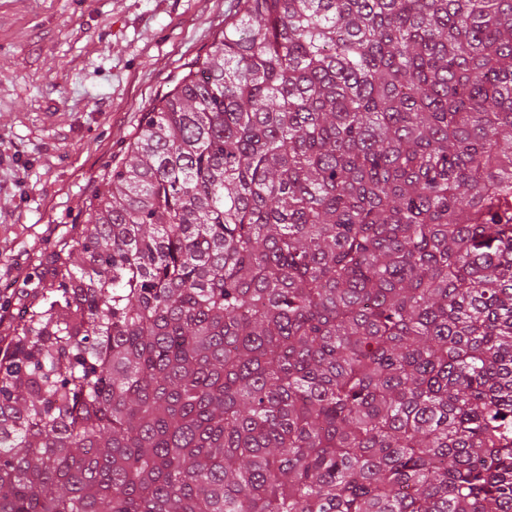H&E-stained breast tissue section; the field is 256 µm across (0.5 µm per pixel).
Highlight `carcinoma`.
Wrapping results in <instances>:
<instances>
[{
  "instance_id": "obj_1",
  "label": "carcinoma",
  "mask_w": 512,
  "mask_h": 512,
  "mask_svg": "<svg viewBox=\"0 0 512 512\" xmlns=\"http://www.w3.org/2000/svg\"><path fill=\"white\" fill-rule=\"evenodd\" d=\"M0 350V512H512V0H237Z\"/></svg>"
}]
</instances>
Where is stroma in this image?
I'll list each match as a JSON object with an SVG mask.
<instances>
[{
    "label": "stroma",
    "instance_id": "obj_1",
    "mask_svg": "<svg viewBox=\"0 0 512 512\" xmlns=\"http://www.w3.org/2000/svg\"><path fill=\"white\" fill-rule=\"evenodd\" d=\"M236 0H0V303L19 308Z\"/></svg>",
    "mask_w": 512,
    "mask_h": 512
}]
</instances>
